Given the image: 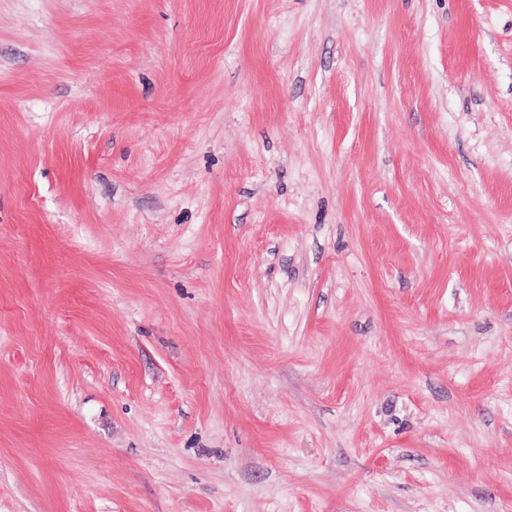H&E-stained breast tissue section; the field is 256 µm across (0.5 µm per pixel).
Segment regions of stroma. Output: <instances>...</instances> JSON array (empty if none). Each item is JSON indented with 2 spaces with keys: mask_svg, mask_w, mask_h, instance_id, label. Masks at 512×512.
<instances>
[{
  "mask_svg": "<svg viewBox=\"0 0 512 512\" xmlns=\"http://www.w3.org/2000/svg\"><path fill=\"white\" fill-rule=\"evenodd\" d=\"M0 512H512V0H0Z\"/></svg>",
  "mask_w": 512,
  "mask_h": 512,
  "instance_id": "obj_1",
  "label": "stroma"
}]
</instances>
